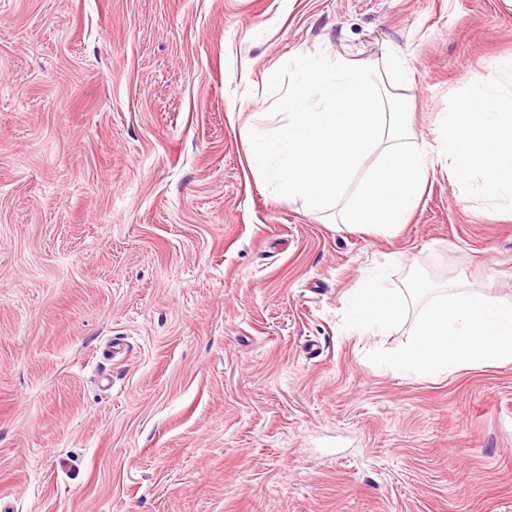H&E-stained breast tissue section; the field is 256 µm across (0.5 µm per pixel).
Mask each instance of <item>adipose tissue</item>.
<instances>
[{
	"instance_id": "adipose-tissue-1",
	"label": "adipose tissue",
	"mask_w": 512,
	"mask_h": 512,
	"mask_svg": "<svg viewBox=\"0 0 512 512\" xmlns=\"http://www.w3.org/2000/svg\"><path fill=\"white\" fill-rule=\"evenodd\" d=\"M469 98L470 109L442 118L449 175L463 189L478 190L512 211V98L482 82L472 84Z\"/></svg>"
}]
</instances>
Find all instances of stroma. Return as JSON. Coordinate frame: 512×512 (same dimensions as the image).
Segmentation results:
<instances>
[{
  "instance_id": "obj_1",
  "label": "stroma",
  "mask_w": 512,
  "mask_h": 512,
  "mask_svg": "<svg viewBox=\"0 0 512 512\" xmlns=\"http://www.w3.org/2000/svg\"><path fill=\"white\" fill-rule=\"evenodd\" d=\"M324 52L410 68L415 145L512 92V0H0V494L14 512H512V363L342 326L377 264L512 304V217L436 162L396 235L274 194L242 129Z\"/></svg>"
}]
</instances>
